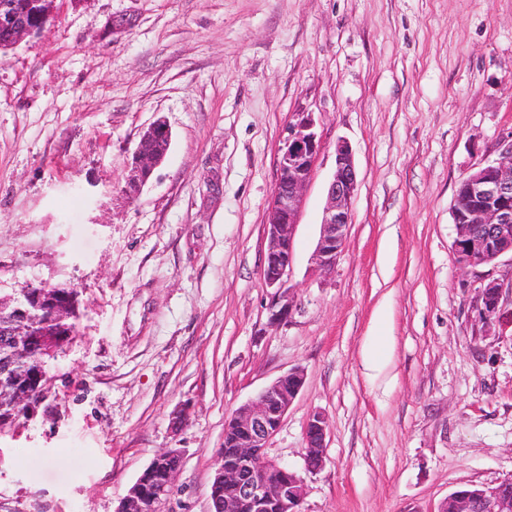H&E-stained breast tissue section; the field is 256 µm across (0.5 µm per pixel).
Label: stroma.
<instances>
[{
    "instance_id": "35a3bbf8",
    "label": "stroma",
    "mask_w": 512,
    "mask_h": 512,
    "mask_svg": "<svg viewBox=\"0 0 512 512\" xmlns=\"http://www.w3.org/2000/svg\"><path fill=\"white\" fill-rule=\"evenodd\" d=\"M300 112L321 149L274 323L265 224ZM159 118L170 149L129 197ZM511 132L512 0H58L0 51V296L73 286L77 327L47 411L0 433V512H114L167 448L169 512H211L227 418L295 368L266 453L303 478L300 512H439L512 479V327L476 309L512 256L463 269L453 252L459 184ZM340 140L358 189L321 276ZM327 426L323 415L313 414L305 428V461L309 471L319 470L324 461Z\"/></svg>"
}]
</instances>
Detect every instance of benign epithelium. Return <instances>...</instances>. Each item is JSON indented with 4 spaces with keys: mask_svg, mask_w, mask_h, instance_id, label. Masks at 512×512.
<instances>
[{
    "mask_svg": "<svg viewBox=\"0 0 512 512\" xmlns=\"http://www.w3.org/2000/svg\"><path fill=\"white\" fill-rule=\"evenodd\" d=\"M57 0H31L26 13L12 0H0V49L11 48L37 34L54 17ZM170 130L163 120L153 122L142 134L131 161L128 193L134 195L167 156ZM321 143L311 114L301 112L292 124L277 162V178L266 224V255L262 277L270 292L271 321L286 316L292 307L287 283L294 262L293 239L302 193L309 182ZM498 157L467 174L459 184L453 213L457 262L477 267L485 258L512 254V131L498 143ZM357 176L349 145H336V168L327 189L320 235L312 254L313 271L330 272L348 233ZM512 296V277L491 280L481 288L479 320L483 325L506 322L512 311L504 310ZM76 318L73 297L66 287L28 285L19 295L0 297V324L10 327L13 349L23 352L41 348L38 381L42 394L50 386L48 364L66 337L74 335ZM28 375L0 369V410L19 402L23 417L33 415L42 401L29 398ZM304 384L298 369L277 378L256 400L237 410L225 429L236 434L234 460L215 469L209 489L211 503L224 504L235 512L243 503L251 512H299L305 495L303 479L266 456L270 438L278 431L288 408ZM327 426L323 415L313 414L305 428L307 469L316 471L324 461ZM183 463L180 450L159 452L120 498L115 512H165L173 492L174 477ZM508 481L494 485L464 487L448 497L440 512H512V494L504 491Z\"/></svg>",
    "mask_w": 512,
    "mask_h": 512,
    "instance_id": "7a95c632",
    "label": "benign epithelium"
}]
</instances>
